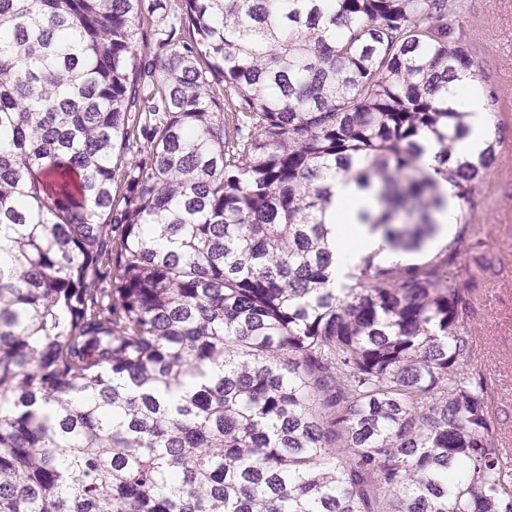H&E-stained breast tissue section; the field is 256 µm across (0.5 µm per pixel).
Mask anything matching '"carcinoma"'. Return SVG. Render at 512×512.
I'll return each mask as SVG.
<instances>
[{"mask_svg":"<svg viewBox=\"0 0 512 512\" xmlns=\"http://www.w3.org/2000/svg\"><path fill=\"white\" fill-rule=\"evenodd\" d=\"M464 9L0 0V512H512L467 216L327 287L330 179L407 252L483 181ZM449 86L448 106L468 113V134L455 145V153L460 157H476L485 149L492 127V117L485 108V97L476 88L477 83L468 78H460ZM465 90L467 92L464 94Z\"/></svg>","mask_w":512,"mask_h":512,"instance_id":"cac0c4a2","label":"carcinoma"}]
</instances>
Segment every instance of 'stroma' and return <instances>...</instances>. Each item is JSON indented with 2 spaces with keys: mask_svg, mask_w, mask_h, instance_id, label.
<instances>
[{
  "mask_svg": "<svg viewBox=\"0 0 512 512\" xmlns=\"http://www.w3.org/2000/svg\"><path fill=\"white\" fill-rule=\"evenodd\" d=\"M460 26L479 78L503 100L495 157L472 203L459 209L471 214L472 237L497 260L479 283L470 327L489 383V415L512 451V0H466Z\"/></svg>",
  "mask_w": 512,
  "mask_h": 512,
  "instance_id": "35a3bbf8",
  "label": "stroma"
}]
</instances>
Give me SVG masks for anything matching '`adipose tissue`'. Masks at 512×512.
<instances>
[{
    "mask_svg": "<svg viewBox=\"0 0 512 512\" xmlns=\"http://www.w3.org/2000/svg\"><path fill=\"white\" fill-rule=\"evenodd\" d=\"M448 105L467 115L468 134L455 145L456 155H479L489 140L492 118L476 82L462 78L451 83ZM332 192L333 202L326 223L330 230V247L336 253L333 268L336 282H344L349 270L367 255H377L390 264L407 261V254L392 249L380 232L371 231L369 225L360 223V212L373 205L366 191L360 190L354 182L339 178L334 181Z\"/></svg>",
    "mask_w": 512,
    "mask_h": 512,
    "instance_id": "ef3b65f1",
    "label": "adipose tissue"
}]
</instances>
